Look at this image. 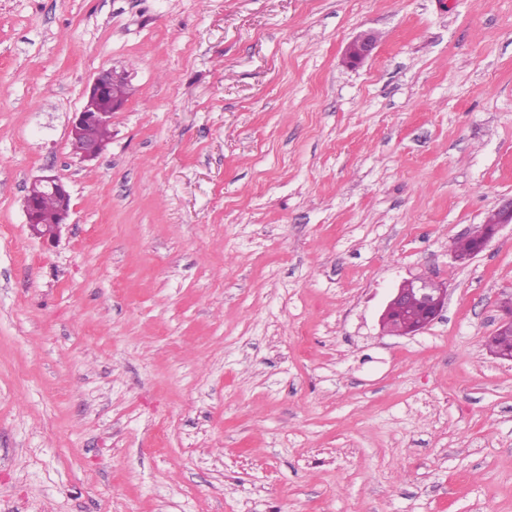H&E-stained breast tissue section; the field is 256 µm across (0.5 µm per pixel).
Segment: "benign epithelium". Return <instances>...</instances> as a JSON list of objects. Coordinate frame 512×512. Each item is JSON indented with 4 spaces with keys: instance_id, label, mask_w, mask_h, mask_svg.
Returning a JSON list of instances; mask_svg holds the SVG:
<instances>
[{
    "instance_id": "7a95c632",
    "label": "benign epithelium",
    "mask_w": 512,
    "mask_h": 512,
    "mask_svg": "<svg viewBox=\"0 0 512 512\" xmlns=\"http://www.w3.org/2000/svg\"><path fill=\"white\" fill-rule=\"evenodd\" d=\"M377 44L376 36L363 33L357 36L346 51L348 63L355 65L371 54ZM127 81L125 73L109 68L100 71L93 79L87 100L99 102L109 97L110 89ZM124 100L116 96L104 108L84 106L76 113L70 128V145L73 154L89 160L102 152L105 144L96 136L99 127L112 121V113L120 109ZM49 196L56 201L52 214L39 208V200ZM71 195L66 184L58 177L44 175L32 180L24 200L26 224L31 233L44 240L59 239L70 214ZM512 224V199L503 203L488 220L484 233L476 237L473 251L468 255L452 252L457 262H465L481 253L502 227ZM448 300V289L434 281L416 277L402 281L392 292L383 308L379 323L383 331L399 336H415L428 327L442 312Z\"/></svg>"
}]
</instances>
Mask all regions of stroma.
<instances>
[{
    "instance_id": "35a3bbf8",
    "label": "stroma",
    "mask_w": 512,
    "mask_h": 512,
    "mask_svg": "<svg viewBox=\"0 0 512 512\" xmlns=\"http://www.w3.org/2000/svg\"><path fill=\"white\" fill-rule=\"evenodd\" d=\"M510 197L512 0H0V512H512ZM377 44L373 33H363L357 36L346 51L348 63L355 65L371 54ZM126 81L125 73L117 71L114 67L100 71L93 79L87 92V100L99 102L107 99L112 87V101L105 108L97 109L86 105L76 113L70 128V145L73 154L79 156L80 159H92L104 149L106 142H100L96 132L102 126L98 131L99 138L101 140L108 139L112 112H116L123 106L124 100L121 98L126 99L129 94L127 84L120 85ZM116 86L118 87L116 88ZM114 90L121 98L115 96ZM46 213L39 208V200ZM56 201V207L53 211ZM71 195L66 184L58 177L44 175L32 180L24 200L26 224L31 233L43 241L54 242L60 237L70 214ZM53 213L48 216V213ZM486 224H490V226H487V228L484 230V233L475 237L476 243L473 251L470 254L460 255L452 248V255L455 261L465 262L481 253L502 227L508 224H512V199L503 203L494 212L493 216L486 222ZM447 300L446 287L427 278L406 279L394 288L380 314V326L395 335L415 336L440 315Z\"/></svg>"
}]
</instances>
